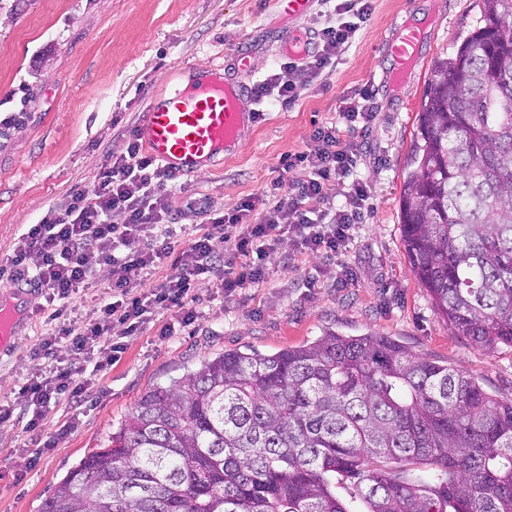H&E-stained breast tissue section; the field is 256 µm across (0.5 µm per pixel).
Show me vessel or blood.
<instances>
[{
  "label": "vessel or blood",
  "mask_w": 512,
  "mask_h": 512,
  "mask_svg": "<svg viewBox=\"0 0 512 512\" xmlns=\"http://www.w3.org/2000/svg\"><path fill=\"white\" fill-rule=\"evenodd\" d=\"M423 34L404 28L389 53L400 67L420 54ZM246 87L224 74L222 68H202L185 88L151 101L138 136L147 153L179 176L202 170L216 156L233 155L257 119L245 109ZM8 305L0 307V354L8 352L16 329L33 315L23 291L11 290Z\"/></svg>",
  "instance_id": "b4317fda"
}]
</instances>
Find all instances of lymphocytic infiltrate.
<instances>
[{
    "label": "lymphocytic infiltrate",
    "instance_id": "lymphocytic-infiltrate-1",
    "mask_svg": "<svg viewBox=\"0 0 512 512\" xmlns=\"http://www.w3.org/2000/svg\"><path fill=\"white\" fill-rule=\"evenodd\" d=\"M334 20L316 32L314 49L288 58L256 81L253 100L282 104L296 97L295 72L318 79L352 43L370 13L368 0H321ZM369 90L345 98L336 121L318 126L306 150L280 157L279 178L264 197H247L210 223L199 224L188 243L169 204L173 173L142 148L138 132L121 129L124 149L112 153L90 189L49 208L39 223L23 225L14 247L0 259V285L41 291L51 311L34 356L40 364L20 388L17 403L0 405V422L17 407L32 409L23 431L37 437L43 409L67 402L80 407L90 379L81 372L106 370L124 350L123 340L142 333L159 310H175L165 336L195 324L188 302L196 286L216 277L225 293L262 282L267 263L288 268L289 253L333 260L347 251L369 199V186L355 178L359 146L347 129L369 123ZM352 177L344 206L330 205L337 181ZM233 241L244 261L224 264L220 245ZM292 251H283L284 243ZM99 284L89 314L71 301L80 289Z\"/></svg>",
    "mask_w": 512,
    "mask_h": 512
}]
</instances>
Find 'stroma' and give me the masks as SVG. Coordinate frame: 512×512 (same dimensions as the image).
Returning a JSON list of instances; mask_svg holds the SVG:
<instances>
[{
  "instance_id": "1",
  "label": "stroma",
  "mask_w": 512,
  "mask_h": 512,
  "mask_svg": "<svg viewBox=\"0 0 512 512\" xmlns=\"http://www.w3.org/2000/svg\"><path fill=\"white\" fill-rule=\"evenodd\" d=\"M328 19L314 11L291 21L277 0H0V258L25 224L88 188L109 153L122 150L114 120L137 126L150 101L212 64L250 86L282 59L289 29L313 32ZM482 19V0H371L368 21L324 78H296L288 105L268 102L237 155L180 176L170 197L175 214L205 224L240 199L263 194L280 156L306 150L315 126L335 121L344 98L369 89L374 117L347 136L360 143L358 175L370 187L361 224L341 257L350 280L332 285L319 261L296 257L269 265L263 284L222 295L201 284L196 327L164 339L159 312L147 330L127 337L120 360L97 377L86 407L46 413L54 448L20 445L19 430L0 423V512H40L46 497L151 386L187 374L209 356L252 349L267 355L335 330L384 334L420 357L459 370L501 399H512V348L471 347L437 314L413 274L402 243L399 200L424 88L440 57L456 52ZM422 21L416 63L399 71L388 45L402 25ZM251 64L241 66L237 55ZM23 111L20 124L9 123ZM316 278L317 285L304 282ZM43 316L20 327L0 356V403L15 400L34 366Z\"/></svg>"
}]
</instances>
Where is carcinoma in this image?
<instances>
[{
	"label": "carcinoma",
	"instance_id": "1",
	"mask_svg": "<svg viewBox=\"0 0 512 512\" xmlns=\"http://www.w3.org/2000/svg\"><path fill=\"white\" fill-rule=\"evenodd\" d=\"M439 58L404 248L471 346H512V0ZM424 469L417 476L413 471ZM512 512V400L390 336L226 351L143 393L41 512Z\"/></svg>",
	"mask_w": 512,
	"mask_h": 512
}]
</instances>
